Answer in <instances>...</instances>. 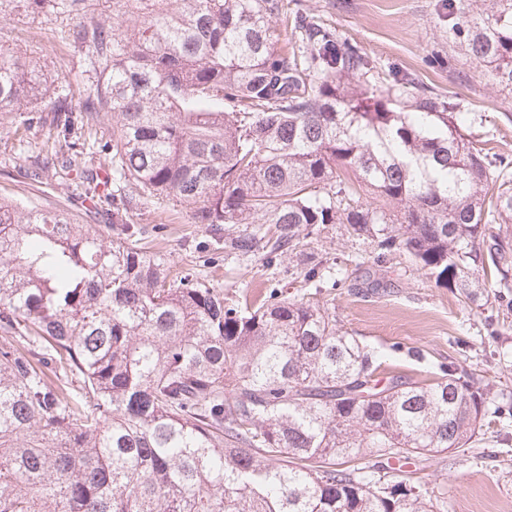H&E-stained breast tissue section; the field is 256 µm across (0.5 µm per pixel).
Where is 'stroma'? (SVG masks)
<instances>
[{
  "instance_id": "1",
  "label": "stroma",
  "mask_w": 512,
  "mask_h": 512,
  "mask_svg": "<svg viewBox=\"0 0 512 512\" xmlns=\"http://www.w3.org/2000/svg\"><path fill=\"white\" fill-rule=\"evenodd\" d=\"M287 17L308 14L376 59L383 68L404 71L437 91L462 99L470 114L464 128L475 147L512 158V94L490 86L483 63L461 56L448 40L447 0H283ZM0 51L32 59L62 83H89L84 50L60 37L62 23L50 15L26 11L19 0H0ZM28 112H0V198L19 199L41 211L67 209L80 224H108L111 193L132 195L126 214L140 231L141 243L161 255L173 272L194 273L198 281L223 291L248 286L261 296L274 288L310 293L302 279L286 269L275 273L257 263L224 256V237L193 223L189 209L160 195H147L129 183L106 182L99 188L97 213H90L85 190L74 175L48 171L41 181L19 174V165L47 151L46 125L29 122ZM111 113L81 132L86 167L112 172ZM316 256L333 263L341 282L320 295L336 324L360 343L379 351L380 375L396 371L414 381H432L442 365L455 361L490 385L494 396H512V334L495 328L512 324V287L489 277L487 303L467 306L450 289L434 281L396 253L383 264L378 293L361 289L362 266L372 265L369 242L352 239L344 225L315 232ZM416 477L448 491V512H512V433L499 423L484 424L466 455L447 452L411 464Z\"/></svg>"
}]
</instances>
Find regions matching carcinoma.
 Listing matches in <instances>:
<instances>
[{
    "instance_id": "cac0c4a2",
    "label": "carcinoma",
    "mask_w": 512,
    "mask_h": 512,
    "mask_svg": "<svg viewBox=\"0 0 512 512\" xmlns=\"http://www.w3.org/2000/svg\"><path fill=\"white\" fill-rule=\"evenodd\" d=\"M454 23L448 39L512 92V0ZM81 16L61 37L95 81L68 90L0 52V111L49 102L58 150L25 168L86 183L76 130L110 112L112 180L224 226V255L300 261L335 282L303 240L343 224L403 252L466 304L488 271L508 281V157L469 146L460 102L385 70L307 15L278 47L282 0H26ZM81 96L73 111L72 98ZM354 175L358 188L345 181ZM395 209L388 214L358 189ZM112 197L100 224L0 201V512H447L448 494L394 467L465 455L486 414L512 416L453 361L430 383L377 378L382 356L328 308L271 291L229 295L141 247ZM54 365L64 384L46 381Z\"/></svg>"
}]
</instances>
